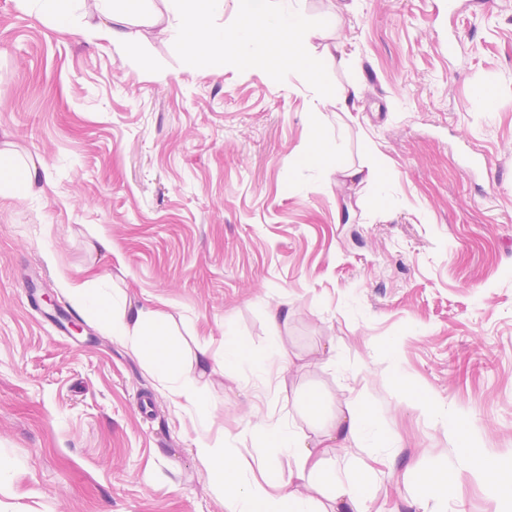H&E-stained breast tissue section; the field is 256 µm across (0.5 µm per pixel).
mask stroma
I'll return each instance as SVG.
<instances>
[{
    "label": "stroma",
    "mask_w": 512,
    "mask_h": 512,
    "mask_svg": "<svg viewBox=\"0 0 512 512\" xmlns=\"http://www.w3.org/2000/svg\"><path fill=\"white\" fill-rule=\"evenodd\" d=\"M302 6L315 52L339 47L314 79L196 69L145 23L126 48L90 44L0 0V144L47 166L36 195H0V512H226L188 408L67 288L96 276L216 357L228 336L257 356L284 345V381L208 386L210 444L256 480L293 463L253 425L309 433L312 392L372 406L400 438L370 512H415L422 474L458 470L455 417L512 461V0ZM351 84L345 114L334 95ZM315 139L380 183H338L306 157ZM472 155L489 167L467 176ZM59 307L81 333L55 332ZM447 497L495 512L467 473Z\"/></svg>",
    "instance_id": "obj_1"
}]
</instances>
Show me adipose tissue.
Masks as SVG:
<instances>
[{"label":"adipose tissue","instance_id":"adipose-tissue-1","mask_svg":"<svg viewBox=\"0 0 512 512\" xmlns=\"http://www.w3.org/2000/svg\"><path fill=\"white\" fill-rule=\"evenodd\" d=\"M148 2L20 0L26 11L41 20L88 41L103 40L118 48L132 41L134 25L148 21L197 68L211 67L218 59L262 60L272 66L284 54L307 75L319 73V60L308 51L319 25L289 0H237V22L229 31L222 24L227 0H161L160 7L152 10ZM45 176L43 163L15 158L7 148L0 150L1 194L30 196ZM70 291L103 329L143 360L170 396L194 410L196 453L212 481L222 487L228 512H368L372 468L351 475L327 467L325 451H340L361 441L375 449L377 463L390 464L387 451L396 447L397 440L378 433L370 408L350 407L329 416L321 397L309 394L308 411L319 423L314 438L298 436L287 426L258 421L254 434L283 450L294 467L285 475L269 469L264 481H256L249 478L245 461L205 441L207 377L221 367L208 346H188L169 315L153 305L131 302L124 290L111 287L109 279L76 284ZM466 441L470 469L484 478L495 498L512 501V464H486L474 435H467Z\"/></svg>","mask_w":512,"mask_h":512}]
</instances>
